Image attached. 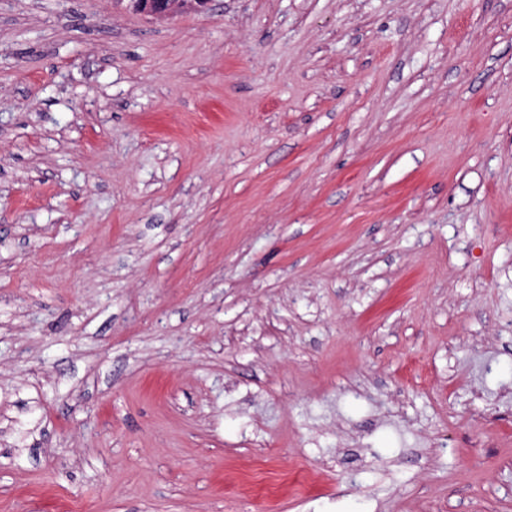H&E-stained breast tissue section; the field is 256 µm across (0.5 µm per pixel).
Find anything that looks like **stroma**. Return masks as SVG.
<instances>
[{"label":"stroma","mask_w":512,"mask_h":512,"mask_svg":"<svg viewBox=\"0 0 512 512\" xmlns=\"http://www.w3.org/2000/svg\"><path fill=\"white\" fill-rule=\"evenodd\" d=\"M512 512V0H0V512ZM134 9L151 17H172L179 13L204 9L210 0H129Z\"/></svg>","instance_id":"obj_1"}]
</instances>
